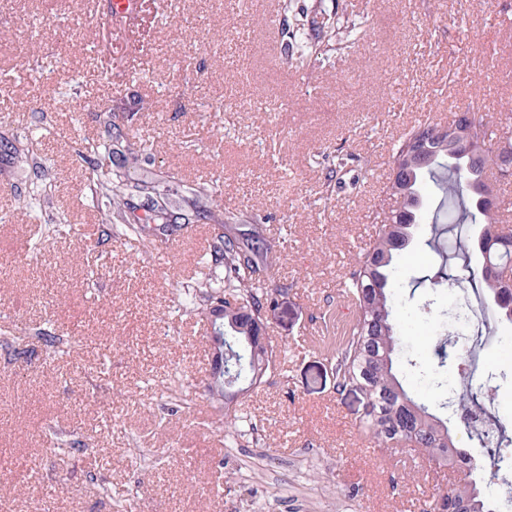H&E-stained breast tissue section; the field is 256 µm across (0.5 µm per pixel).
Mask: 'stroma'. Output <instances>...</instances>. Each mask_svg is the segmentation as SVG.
<instances>
[{
	"mask_svg": "<svg viewBox=\"0 0 512 512\" xmlns=\"http://www.w3.org/2000/svg\"><path fill=\"white\" fill-rule=\"evenodd\" d=\"M105 0H0V132L43 134L33 163L51 185L39 222L15 200L31 172L0 156V332L21 355L0 352V512H419L464 477L422 454L388 467L362 427L363 402L338 392L326 343L341 340L354 310L342 282L376 230L377 210L401 136L450 121L459 108L505 132L512 110V0H292L291 14H337L360 28L358 47L295 68L291 55L317 29L288 30L281 0H142L135 24H104ZM124 73L113 85L101 64ZM129 117L121 133L152 144V165L132 178L219 179L213 211L255 212L280 254L272 283L288 284L268 334L286 363L240 397L255 436L226 437L224 417L203 414L212 366L210 332L196 322L195 284L207 227L167 248L139 252L103 239L99 212L73 161L74 141L95 138V112ZM356 179L331 192L337 156ZM77 228L31 256L57 216ZM440 262L416 240L399 264L410 391L448 424L456 447L483 463L482 487L499 500L489 469L496 434L470 429L447 400L460 373L488 380L487 409L512 428V325L476 354L451 351L438 383L420 374L462 296L432 288ZM80 341L51 360L37 330ZM56 426L86 448L46 449ZM112 484L103 496L101 481Z\"/></svg>",
	"mask_w": 512,
	"mask_h": 512,
	"instance_id": "stroma-1",
	"label": "stroma"
}]
</instances>
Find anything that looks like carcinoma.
Segmentation results:
<instances>
[{
    "label": "carcinoma",
    "instance_id": "cac0c4a2",
    "mask_svg": "<svg viewBox=\"0 0 512 512\" xmlns=\"http://www.w3.org/2000/svg\"><path fill=\"white\" fill-rule=\"evenodd\" d=\"M357 42L358 31L353 27L336 42L327 39L322 53L351 49ZM118 120L120 117L109 110L96 114L103 136L79 152L83 160L89 161L83 179L91 191L101 195V223L111 225L113 235L124 237L135 247L161 250L191 228L189 223L171 222L168 209L170 196L179 192L181 180L131 181L126 164L152 163L150 145L140 139L123 146L125 164L106 172L97 169L96 157H112V129ZM461 140L467 146L462 162L454 159L455 144ZM4 146L15 166L30 165L31 139L6 140ZM490 165L499 171L512 169V136L504 135L494 143L487 140L483 122L474 112H458L446 126L425 122L405 133L393 154V167L398 172L391 176L388 187L399 200V207L375 216L379 223L375 235L360 251L345 283L344 294L355 316L331 352L336 390L361 393L366 404L364 425L378 447L424 454L439 466L452 462L455 452L461 456L458 465L466 470L465 477L435 499L429 505L430 512H448L450 502L461 512L498 510L472 478L478 464L455 447L448 425L419 402L405 383L401 369V305L394 301L391 288L399 259L419 228L423 205L420 185L428 179L448 209V223L431 225L428 246L445 264L452 259L462 261L463 274L454 279L453 286L470 285L479 302L488 306L493 322L512 323V281L502 276L503 270L512 267V225L495 212L496 194L487 176ZM39 180L41 175H35L27 197L19 201L20 208L35 220L45 194ZM136 196L148 203V216L142 222L131 218V201ZM198 220L212 222L209 273L200 282L205 318L214 347L222 345L231 352L228 380L212 372L214 379L208 391L211 407L228 417L241 395L266 382L268 374L280 366L281 351L272 346L266 329L269 315L288 285L269 284L279 256L266 236V225L258 219L238 225L234 213L205 211ZM476 225L480 226L477 231ZM471 251L480 258L477 267L469 260ZM37 335L50 358L70 353L52 331L41 329ZM485 393V385L475 384L473 376L460 377L455 388L457 411L482 408L479 396ZM47 443L55 453L82 447L77 438L65 439L56 432L49 434Z\"/></svg>",
    "mask_w": 512,
    "mask_h": 512
}]
</instances>
